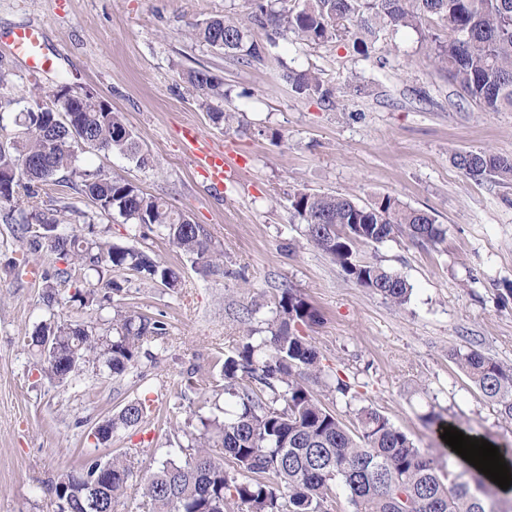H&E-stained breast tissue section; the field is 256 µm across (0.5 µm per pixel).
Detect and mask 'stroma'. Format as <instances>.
Here are the masks:
<instances>
[{
    "label": "stroma",
    "mask_w": 512,
    "mask_h": 512,
    "mask_svg": "<svg viewBox=\"0 0 512 512\" xmlns=\"http://www.w3.org/2000/svg\"><path fill=\"white\" fill-rule=\"evenodd\" d=\"M248 0H0V136L16 131L14 115L33 86L68 84L120 112L147 150L139 167L126 157L78 150L81 168L121 177L187 211L207 230L223 262L206 271L167 240L100 214L73 189L49 184L32 205H55L60 231L108 229L113 242L154 252L181 271L172 291L131 272L116 273V306L163 319L167 336L144 345L123 375L86 372L79 381L43 378L21 343L44 318L43 273L55 259L33 254L0 220V512H54L48 484L89 459L128 448L138 462L116 512H143L140 485L163 461H183L171 432L190 411L214 400L222 384L213 361L242 343L238 319L254 293L290 287L318 309L321 323L303 327L324 376L351 383L359 402L384 414L440 464L449 455L424 420L438 412L512 450V424L454 363L471 348L512 366V182L474 179L453 162L463 151L512 157V112H482L428 58V36L442 31L384 28L368 53L340 43L305 45L277 38L268 61L243 65L190 38L192 24L245 14ZM33 27L54 60L29 69L13 40ZM311 69L333 86L335 107L299 98L284 67ZM205 67L224 81L233 128L214 122L183 80ZM224 149V182L213 186L196 164L189 136ZM298 191L347 195L361 203L390 195L431 213L444 242L398 237L360 244L359 261L397 272L413 287L397 308L358 286L325 253L307 245L288 198ZM141 397L146 416L96 444L95 423Z\"/></svg>",
    "instance_id": "obj_1"
}]
</instances>
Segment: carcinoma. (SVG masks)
I'll return each instance as SVG.
<instances>
[{"instance_id":"obj_1","label":"carcinoma","mask_w":512,"mask_h":512,"mask_svg":"<svg viewBox=\"0 0 512 512\" xmlns=\"http://www.w3.org/2000/svg\"><path fill=\"white\" fill-rule=\"evenodd\" d=\"M245 17L218 15L192 25L198 42L224 51L244 64L263 62L276 38L291 34L307 45L347 41L358 55L367 43L353 27L417 29L431 17L444 21L446 34L430 40L429 55L483 112H512V0H251ZM284 77L299 96L336 105L333 89L320 73L288 69ZM186 83L212 119L230 124L233 115L213 105L224 98L222 78L200 67ZM19 130L0 141V207L5 223L16 225L29 251L55 255L65 267L42 277V300L51 311L61 302L112 308L122 291L112 274L131 271L175 290L181 273L149 251L114 244L106 231L85 237L58 230V210L19 205V195L36 197L40 186L58 174L109 216L116 214L137 229L157 230L184 254L212 262L206 229L168 202L135 184L76 165L72 127L85 135L83 145L116 152L140 166L148 163L135 132L122 114L96 96L65 85L35 88L31 103L15 118ZM467 175L512 181V158L486 151L454 154ZM290 207L305 224L312 246L327 254L357 285L402 307L413 288L401 275L378 264L355 260L358 244H379L401 235L436 244L445 231L434 217L411 209L390 195L360 204L348 196L298 191ZM80 281L66 297L58 285ZM320 320L318 312L291 288L280 289L269 336L236 346L215 359L224 392L235 405L224 416L193 412L178 428L185 443L184 463L165 462L144 481L147 512H333L336 491L347 493L355 512H499L474 492L469 482L445 473L437 460L417 448L408 435L370 406L354 410L356 426L347 427L307 385L322 372L320 355L299 326ZM101 328L51 316L23 337L44 377L59 383L79 379L112 347L108 369L120 376L138 361L143 345L167 334L164 322L115 311ZM452 358L502 420L512 423V367L476 350L456 349ZM324 386L357 400L340 378ZM139 398L104 419L96 436L106 445L112 435L145 418ZM136 453L127 449L106 461L74 466L51 483L55 512H114L133 474Z\"/></svg>"}]
</instances>
